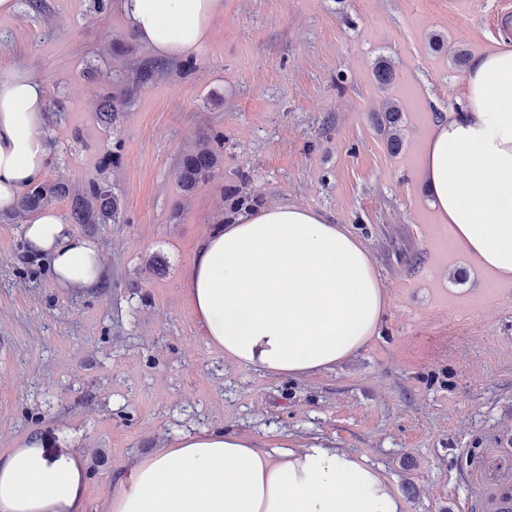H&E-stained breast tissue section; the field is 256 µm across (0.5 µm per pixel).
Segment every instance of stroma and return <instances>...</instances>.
<instances>
[{"mask_svg":"<svg viewBox=\"0 0 512 512\" xmlns=\"http://www.w3.org/2000/svg\"><path fill=\"white\" fill-rule=\"evenodd\" d=\"M223 2L198 54L143 86L154 55L115 6L17 0L0 15V71L27 67L45 88L46 180H108L126 215L70 225L104 258L84 291L58 287L0 217V454L37 440L82 455L85 512H108L117 478L180 432L285 434L365 456L406 512H491L512 487V285L427 242L418 165L466 94L454 53L505 46L487 26L497 0ZM113 84L129 103L109 127L96 114ZM389 100L403 110L396 152L378 126ZM217 134L223 164L184 192L180 160ZM275 204L345 226L388 294L379 336L307 379L228 363L189 301L186 267L211 226Z\"/></svg>","mask_w":512,"mask_h":512,"instance_id":"35a3bbf8","label":"stroma"}]
</instances>
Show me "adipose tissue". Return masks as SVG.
Here are the masks:
<instances>
[{
    "instance_id": "obj_1",
    "label": "adipose tissue",
    "mask_w": 512,
    "mask_h": 512,
    "mask_svg": "<svg viewBox=\"0 0 512 512\" xmlns=\"http://www.w3.org/2000/svg\"><path fill=\"white\" fill-rule=\"evenodd\" d=\"M137 40L165 59L197 53L222 0H117ZM467 95L431 127L419 177L451 244L475 267L512 282V50L488 49L466 74ZM46 97L27 70L0 73V213L40 183L50 160ZM56 285H99L104 261L53 209L23 226ZM189 299L225 359L283 378L336 368L379 332L387 293L350 231L312 210L271 205L217 224L186 268ZM80 455L39 442L0 455V512H83ZM110 512H405L365 457L313 441L269 442L223 429L187 434L137 460L112 488Z\"/></svg>"
}]
</instances>
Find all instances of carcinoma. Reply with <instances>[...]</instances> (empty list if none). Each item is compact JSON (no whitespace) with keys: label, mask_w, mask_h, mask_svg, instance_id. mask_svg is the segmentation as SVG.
<instances>
[{"label":"carcinoma","mask_w":512,"mask_h":512,"mask_svg":"<svg viewBox=\"0 0 512 512\" xmlns=\"http://www.w3.org/2000/svg\"><path fill=\"white\" fill-rule=\"evenodd\" d=\"M127 97L107 89L101 95L98 118L109 126L116 123L123 114ZM400 120V107L392 102L388 104L383 119V129L391 147L399 145L397 126ZM222 155L215 149L203 146L193 154L185 156L179 170L182 188L189 192L201 183L208 181L214 170L221 164ZM66 198L69 202L70 216L74 224H118L124 217L121 194L107 180L91 181L80 191L71 189L64 183L42 182L26 189L21 196L13 219H24L37 212L54 200Z\"/></svg>","instance_id":"1"}]
</instances>
